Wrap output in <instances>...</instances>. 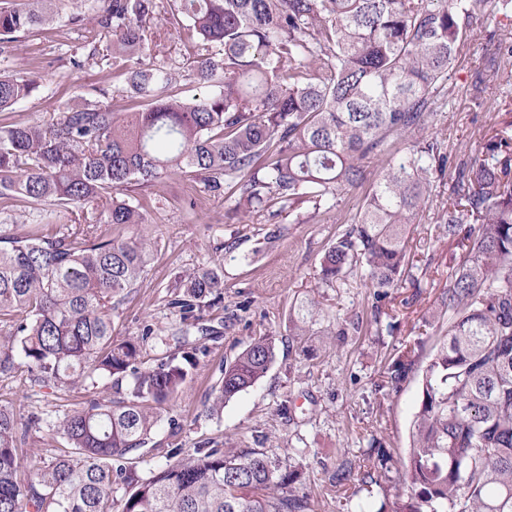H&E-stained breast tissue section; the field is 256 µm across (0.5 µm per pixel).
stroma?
<instances>
[{
  "label": "stroma",
  "mask_w": 512,
  "mask_h": 512,
  "mask_svg": "<svg viewBox=\"0 0 512 512\" xmlns=\"http://www.w3.org/2000/svg\"><path fill=\"white\" fill-rule=\"evenodd\" d=\"M101 0H64L68 20L9 42H0V69L33 80V96L19 103L10 121L46 120L71 99L119 103L124 78L112 65L105 40L92 38L85 18L99 13ZM147 32L148 62L175 76L182 96L199 93L192 63L200 46L187 41L169 14ZM484 42L461 45L452 72L454 98H439L427 134L438 135L448 152L477 154L485 139L501 127L512 110V81L473 98L470 75L481 61ZM449 181L432 182L429 201L412 224L407 256L410 275L382 300L362 284L359 272L347 283L327 284L320 262L328 245L343 229L362 189L345 194L338 208L320 210L306 222L281 215L276 225L242 219L226 223L233 207L230 193H212L200 178L183 173L143 189L129 187V196L153 199L151 221L138 231L150 242L153 257L131 298L112 313L115 341L139 339L142 359L152 366L171 353L195 348L196 364L179 393L160 410L153 432V451L130 454L123 464L136 476L149 478L163 465L194 456L200 448L225 451L261 450L280 469H302L296 491L312 512H337L332 477L339 466H363L371 437L382 438L394 463L406 459L414 414L421 398L422 376L447 339L448 314L441 297L448 275L459 260L455 243L442 237L436 217L448 204ZM275 241H268V234ZM224 270V299L204 308L200 323L180 322L167 306V287L175 273L201 268ZM313 301L320 335L295 336L291 319L300 302ZM399 325L387 335L385 325ZM348 334L339 337L337 325ZM152 336H143L144 326ZM184 326L185 336L172 335ZM261 337L275 342V358L253 387L216 405V388L227 360ZM418 344L415 361L397 385L385 375L405 347ZM76 391L31 390L24 372L0 376V407L21 418L59 417L72 403L85 399ZM65 441L46 429L32 428L19 443L18 476L28 481L48 449Z\"/></svg>",
  "instance_id": "obj_1"
}]
</instances>
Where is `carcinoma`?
<instances>
[{"instance_id":"obj_1","label":"carcinoma","mask_w":512,"mask_h":512,"mask_svg":"<svg viewBox=\"0 0 512 512\" xmlns=\"http://www.w3.org/2000/svg\"><path fill=\"white\" fill-rule=\"evenodd\" d=\"M91 31L111 38L122 64L129 111L102 101L73 102L46 122H0V199L43 207L65 224L0 229V374L26 369L30 386L109 394L76 404L46 423L70 448L17 479L22 422L0 408V512H310L294 493L297 470L268 455L202 449L167 464L114 497V463L146 447L157 407L182 387L194 353L142 366L140 345L112 340V307L125 301L151 261L150 243L125 229L148 223L152 199L124 193L177 173L236 195V211L270 222L303 207L316 214L377 174L346 228L325 250L326 283L361 271L385 295L407 272L408 227L426 204L431 180L454 172V201L437 217L461 250L444 293L448 339L422 379L404 488L390 512H512V136L489 138L482 156L456 158L423 134L425 118L450 83L460 43L474 21L512 13V0H174L172 16L207 50L194 77L207 93L183 100L173 74L144 62L145 31L157 0H102ZM61 0H17L0 7V40L59 18ZM476 92L512 78V37L488 30ZM29 79L0 73V114L31 96ZM401 141L406 151H388ZM167 305L180 322L200 320L223 299L217 269L178 272ZM301 307L294 336H315ZM407 347L388 371L398 384L412 365ZM275 356L270 338L224 364L217 402L255 385ZM118 394L113 398L112 394ZM364 469L336 472V503L347 486L380 485L393 462L370 440ZM280 490L277 496L271 490Z\"/></svg>"}]
</instances>
